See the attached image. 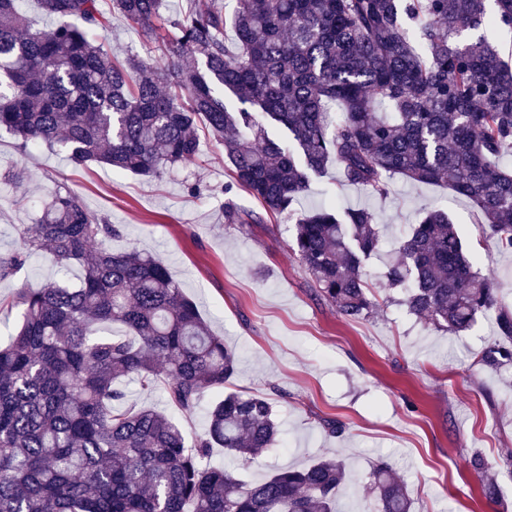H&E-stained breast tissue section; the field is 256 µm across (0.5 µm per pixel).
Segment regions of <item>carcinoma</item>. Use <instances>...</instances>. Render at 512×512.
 <instances>
[{"label": "carcinoma", "instance_id": "obj_1", "mask_svg": "<svg viewBox=\"0 0 512 512\" xmlns=\"http://www.w3.org/2000/svg\"><path fill=\"white\" fill-rule=\"evenodd\" d=\"M190 0L165 62L123 60L98 42L101 0H37L60 24L32 29L19 0H0V129L57 147L77 167L107 164L159 178L199 153L204 126L224 145L233 186L274 218L291 212L314 177L336 166L339 182L386 198L394 177L444 185L479 210L484 231L512 251V64L487 42L488 26L512 31V0ZM154 34L164 0H111ZM233 29L236 50L224 43ZM238 102H224L222 90ZM288 133L269 134L265 122ZM121 229L80 197L57 191L0 276L46 253L80 282L21 288L11 341L0 347V512H336L344 463L319 458L300 470L247 482L205 468L212 448L244 464L280 444L271 401L226 390L236 370L224 346L171 276L163 258L102 246ZM382 247L366 208H324L295 218L293 248L320 296L345 317L374 307L364 277ZM383 279L406 288L404 305L459 334L497 311L490 367L512 363V312L478 268L448 212L423 210L397 242ZM105 324L123 332L99 333ZM126 380L162 388L191 413L219 390L206 431L187 445L177 423L126 406ZM480 494L501 485L476 455ZM372 512H412L390 462L372 466Z\"/></svg>", "mask_w": 512, "mask_h": 512}]
</instances>
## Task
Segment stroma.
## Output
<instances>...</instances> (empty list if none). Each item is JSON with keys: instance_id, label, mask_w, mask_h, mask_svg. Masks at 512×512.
Here are the masks:
<instances>
[{"instance_id": "35a3bbf8", "label": "stroma", "mask_w": 512, "mask_h": 512, "mask_svg": "<svg viewBox=\"0 0 512 512\" xmlns=\"http://www.w3.org/2000/svg\"><path fill=\"white\" fill-rule=\"evenodd\" d=\"M166 2L154 38L115 14L100 29V42L117 58L138 52L162 64L160 47L185 9L184 0ZM17 167L27 173L19 185L7 178ZM337 179L336 169H328L294 207L362 206L375 212L386 244L365 267L375 307L363 319L342 316L320 296L292 249L288 217L227 223L225 202L242 213H260L261 207L243 190L224 194L230 180L224 148L207 134L194 161L144 180L102 164L74 168L64 152L20 149L14 136L0 130V259L21 249L56 189L69 188L90 212L121 227L109 248L134 246L166 258L185 295L235 351L234 387L272 398L281 445L250 463L245 479L259 481L274 470L333 455L351 474L337 495L339 512H367L371 466L384 457L415 512H512V477L503 467L512 455V363L492 368L481 360L485 347L499 339L495 317H478L471 330L448 334L410 315L403 289L381 278L394 257L392 241L406 236L429 206L448 211L509 306L512 252L485 237L472 202L447 188L398 179L381 200ZM78 274V268L64 271L36 255L0 278V343H9L20 320L19 309L7 304L17 289L53 280L73 285ZM326 419L339 422L341 433L327 432ZM475 454L498 475L496 501L479 492L467 465Z\"/></svg>"}]
</instances>
